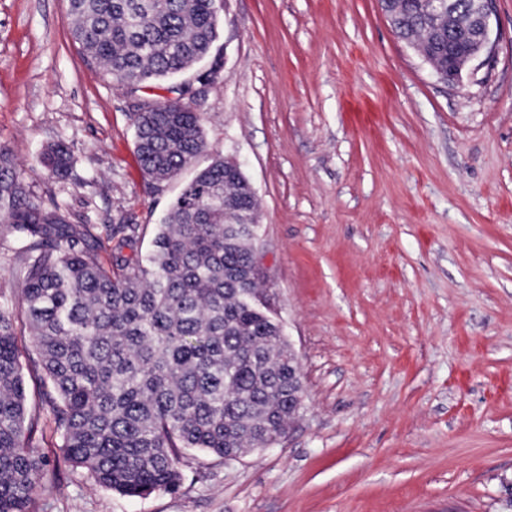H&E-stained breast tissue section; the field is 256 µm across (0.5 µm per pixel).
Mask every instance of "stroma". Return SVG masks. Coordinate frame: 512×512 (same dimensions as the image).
<instances>
[{
	"instance_id": "stroma-1",
	"label": "stroma",
	"mask_w": 512,
	"mask_h": 512,
	"mask_svg": "<svg viewBox=\"0 0 512 512\" xmlns=\"http://www.w3.org/2000/svg\"><path fill=\"white\" fill-rule=\"evenodd\" d=\"M198 107L205 147L163 186L139 168L138 98L70 35L68 0H0V148L74 224L125 219L144 258L183 186L236 159L305 402L237 460L182 452L177 491L95 486L65 462L24 324L39 452L35 512H512V0L455 87L378 0H223ZM65 142L58 177L39 159Z\"/></svg>"
}]
</instances>
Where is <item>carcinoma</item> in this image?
Returning <instances> with one entry per match:
<instances>
[{
    "label": "carcinoma",
    "mask_w": 512,
    "mask_h": 512,
    "mask_svg": "<svg viewBox=\"0 0 512 512\" xmlns=\"http://www.w3.org/2000/svg\"><path fill=\"white\" fill-rule=\"evenodd\" d=\"M436 0H393L395 36L435 70L429 45L448 26ZM72 36L118 87H158L205 59L218 37L219 0H69ZM135 151L154 182L176 176L204 148L199 113L163 100L136 113ZM72 150L52 144L41 164L66 173ZM14 233L19 299L43 371V394L64 459L127 497L176 490L181 451L224 458L269 448L296 412V363L253 265L258 202L224 158L174 200L145 260L122 254L138 225L106 238L30 199L0 149V229ZM115 242L111 264L98 251ZM15 314L0 306V512H32L49 463L33 444Z\"/></svg>",
    "instance_id": "cac0c4a2"
}]
</instances>
